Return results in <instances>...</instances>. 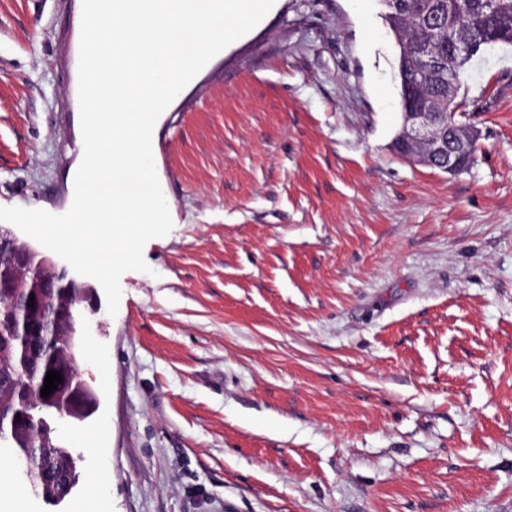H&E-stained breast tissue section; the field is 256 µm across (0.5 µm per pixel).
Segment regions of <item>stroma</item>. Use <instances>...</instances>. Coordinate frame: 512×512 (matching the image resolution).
Returning a JSON list of instances; mask_svg holds the SVG:
<instances>
[{
	"label": "stroma",
	"mask_w": 512,
	"mask_h": 512,
	"mask_svg": "<svg viewBox=\"0 0 512 512\" xmlns=\"http://www.w3.org/2000/svg\"><path fill=\"white\" fill-rule=\"evenodd\" d=\"M156 121L172 230L85 312L82 512H512V46L475 56L450 175L400 156L380 0H276ZM71 0H0V207L83 158ZM106 432L98 447L92 436Z\"/></svg>",
	"instance_id": "1"
}]
</instances>
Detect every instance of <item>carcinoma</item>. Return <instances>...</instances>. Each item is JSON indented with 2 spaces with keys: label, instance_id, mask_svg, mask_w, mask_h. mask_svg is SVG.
I'll return each instance as SVG.
<instances>
[{
  "label": "carcinoma",
  "instance_id": "1",
  "mask_svg": "<svg viewBox=\"0 0 512 512\" xmlns=\"http://www.w3.org/2000/svg\"><path fill=\"white\" fill-rule=\"evenodd\" d=\"M383 20L392 35L397 54L394 76L399 87L401 111L410 110L413 97L421 96L427 112L442 113L440 127L456 124L457 109L448 106V75L460 77L465 66L448 55V41L464 38L476 52L498 43V32H512V0H382ZM80 323L69 327L68 334L51 346L52 362L76 363ZM10 348L0 358V401L29 412L25 434L14 431L11 414L0 416V444L17 448L29 444L41 449L27 477L32 489L47 483L42 473L48 466L68 469L72 484L80 474L72 452L57 441V434L43 427L39 406L45 368L29 366L22 338L8 336Z\"/></svg>",
  "mask_w": 512,
  "mask_h": 512
}]
</instances>
